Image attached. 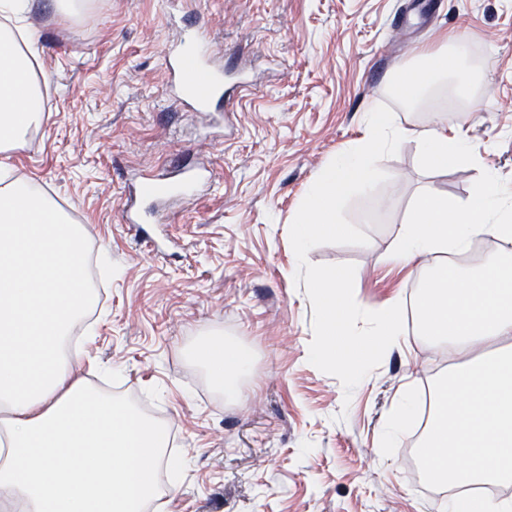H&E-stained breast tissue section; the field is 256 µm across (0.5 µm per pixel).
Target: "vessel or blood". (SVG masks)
Segmentation results:
<instances>
[{"mask_svg": "<svg viewBox=\"0 0 512 512\" xmlns=\"http://www.w3.org/2000/svg\"><path fill=\"white\" fill-rule=\"evenodd\" d=\"M215 52L205 40L204 29L184 30L164 50V68L171 96L187 112H210L225 107V72L214 64ZM204 166L182 168L172 177L148 176L138 182L123 202L121 216L126 224H151L157 206L166 200H194L212 183Z\"/></svg>", "mask_w": 512, "mask_h": 512, "instance_id": "vessel-or-blood-1", "label": "vessel or blood"}]
</instances>
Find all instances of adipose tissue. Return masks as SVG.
<instances>
[{"instance_id":"1","label":"adipose tissue","mask_w":512,"mask_h":512,"mask_svg":"<svg viewBox=\"0 0 512 512\" xmlns=\"http://www.w3.org/2000/svg\"><path fill=\"white\" fill-rule=\"evenodd\" d=\"M15 35L0 29V152L22 149L42 124L39 83ZM455 51L425 55L394 73L403 95L416 96L443 77L465 91L471 76ZM425 165L479 164L466 133L421 132ZM500 244L480 269L461 265L425 279L416 315L422 334L448 344L465 362L435 395L421 455L452 493L447 512H512L511 499L473 493V486L512 480V193L483 173L471 198L423 193L394 231L391 258L407 265L469 253L476 239ZM86 233L68 223L28 184L0 188V512H142L158 495L162 427L76 377L61 346L90 307L92 290L76 271ZM213 389L239 393L247 354L223 337L193 351Z\"/></svg>"}]
</instances>
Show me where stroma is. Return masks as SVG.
<instances>
[{"instance_id":"1","label":"stroma","mask_w":512,"mask_h":512,"mask_svg":"<svg viewBox=\"0 0 512 512\" xmlns=\"http://www.w3.org/2000/svg\"><path fill=\"white\" fill-rule=\"evenodd\" d=\"M186 16L250 76L220 127L167 93L162 50ZM13 23L37 35L48 118L0 164L82 225L91 255L109 257L86 266L104 310L81 374L164 426L182 469L161 481L177 487L163 512H444L448 492L422 479L414 428L382 445L398 394L435 392L459 361L418 331L412 305L431 260L401 267L389 253L422 190L467 200L484 168L512 189V0H82L74 15L31 0ZM459 30L485 76L473 111L449 108L445 84L416 100L392 87L397 68ZM381 104L413 135L379 161L388 182L345 210L370 241L308 253L355 265L357 303H408L403 343L348 396L308 361L313 309L294 281L289 228L321 168L363 138L364 112ZM433 126L467 129L480 168L423 165L416 134ZM179 158L213 182L163 213L173 241L158 255L120 205ZM213 330L253 358L240 394L219 404L187 355Z\"/></svg>"}]
</instances>
